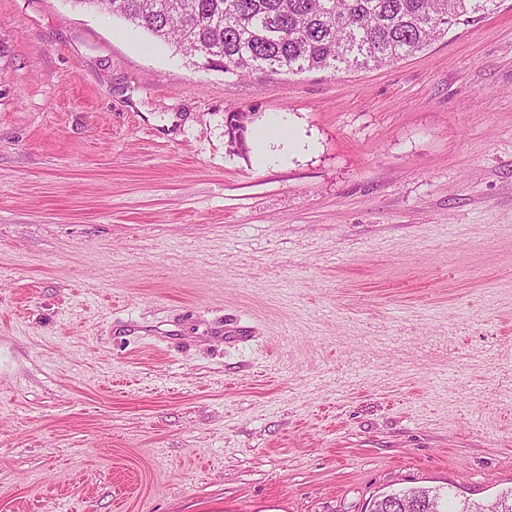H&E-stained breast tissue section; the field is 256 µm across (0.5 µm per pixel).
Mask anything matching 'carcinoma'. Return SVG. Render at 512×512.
Returning a JSON list of instances; mask_svg holds the SVG:
<instances>
[{"label": "carcinoma", "instance_id": "1", "mask_svg": "<svg viewBox=\"0 0 512 512\" xmlns=\"http://www.w3.org/2000/svg\"><path fill=\"white\" fill-rule=\"evenodd\" d=\"M147 30L193 64L226 73L332 74L420 52L493 0H72ZM421 512H512V491L487 507L408 488Z\"/></svg>", "mask_w": 512, "mask_h": 512}]
</instances>
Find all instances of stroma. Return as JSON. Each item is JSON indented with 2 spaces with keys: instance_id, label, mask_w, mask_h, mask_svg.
Segmentation results:
<instances>
[{
  "instance_id": "obj_1",
  "label": "stroma",
  "mask_w": 512,
  "mask_h": 512,
  "mask_svg": "<svg viewBox=\"0 0 512 512\" xmlns=\"http://www.w3.org/2000/svg\"><path fill=\"white\" fill-rule=\"evenodd\" d=\"M412 487L512 489V0L298 76L0 0V512ZM293 139L288 124L281 118H273L269 124L257 134V141L260 150V160L267 161L272 156V146H287Z\"/></svg>"
}]
</instances>
